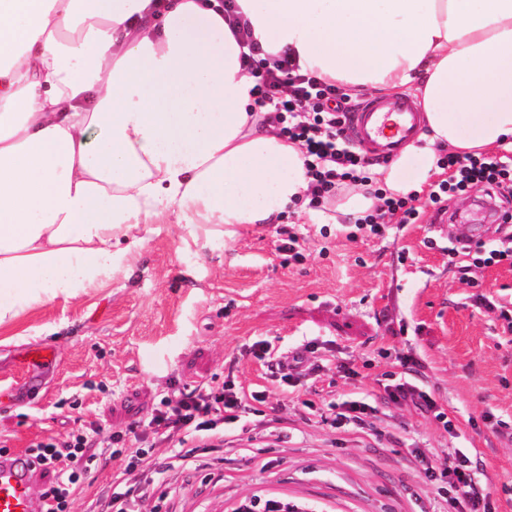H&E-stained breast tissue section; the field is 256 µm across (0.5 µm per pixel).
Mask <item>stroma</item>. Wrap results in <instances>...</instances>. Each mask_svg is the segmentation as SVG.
I'll return each instance as SVG.
<instances>
[{
	"mask_svg": "<svg viewBox=\"0 0 512 512\" xmlns=\"http://www.w3.org/2000/svg\"><path fill=\"white\" fill-rule=\"evenodd\" d=\"M485 200L479 188L449 198L438 220L423 197L417 223L353 241L350 225L303 224L291 211L221 244L177 226L150 236L129 279L33 306L0 332V434L21 452L85 427L125 433L171 388L231 380L266 391L283 429L273 437L244 424L224 447L198 449L202 469H169V512H235L254 498L311 512H445L416 458L443 461L448 435L430 415L385 398L400 352L417 361L409 381L457 419L498 512H512V438L493 429L512 422V333L498 316L512 310V267L448 256L463 236L497 240ZM289 229L305 239L302 262L277 250ZM259 340L282 355L314 342L308 361L327 371L284 385L254 356ZM40 347L54 348L57 361L28 389L20 361ZM322 389L378 411L364 428H334L302 406Z\"/></svg>",
	"mask_w": 512,
	"mask_h": 512,
	"instance_id": "obj_1",
	"label": "stroma"
}]
</instances>
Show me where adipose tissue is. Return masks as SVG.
<instances>
[{"label": "adipose tissue", "mask_w": 512, "mask_h": 512, "mask_svg": "<svg viewBox=\"0 0 512 512\" xmlns=\"http://www.w3.org/2000/svg\"><path fill=\"white\" fill-rule=\"evenodd\" d=\"M235 5L263 53L289 52L352 97L418 99L417 141L338 214L372 210L377 187L421 191L438 147L512 138V0ZM242 52L203 0H0V331L127 274L173 225L215 241L291 207L327 223L300 147L256 110Z\"/></svg>", "instance_id": "obj_1"}]
</instances>
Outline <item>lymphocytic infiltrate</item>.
<instances>
[{"label": "lymphocytic infiltrate", "mask_w": 512, "mask_h": 512, "mask_svg": "<svg viewBox=\"0 0 512 512\" xmlns=\"http://www.w3.org/2000/svg\"><path fill=\"white\" fill-rule=\"evenodd\" d=\"M245 29V24L238 22L233 32L242 38L243 59L256 80V103L273 112L284 133L301 146L306 157L311 201L322 203L335 196L343 185L357 181L360 171L371 164L369 158L347 143L344 135V116L350 98L336 85L301 72L290 54L257 58L258 48L246 36ZM438 165L447 170L448 177L432 184L428 199L439 215L444 214V203L449 197L472 188H483L487 196L493 197L512 187V147L502 148L494 156L459 155L443 150ZM375 195L378 206L372 213L356 219L357 230L379 236L385 230V217H393L400 224H414L419 220L415 195L396 196L380 189ZM385 391L390 401L412 404L433 416L452 439L443 462L423 463L425 476L441 482L442 496L450 512H494L492 493L479 480L478 466L471 453L454 444L460 430L449 419L443 405L431 393L407 381L386 385ZM266 403V392H248L231 382L167 393L138 434L142 440L177 439L178 445L171 448V459L167 462L159 460L154 449L127 447L123 434L105 436L97 428L72 433L63 439L49 437L34 442L27 452L47 477L44 488L47 512H71L88 472L119 456L124 457L125 464L116 474L111 489L89 499L85 512H136L138 500L148 495L150 487L159 484L170 463L188 471L199 468L194 443L223 442L231 435L233 425L248 414L262 418L267 428H274L275 418L266 417L263 411Z\"/></svg>", "instance_id": "obj_1"}]
</instances>
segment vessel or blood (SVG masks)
Instances as JSON below:
<instances>
[{"label": "vessel or blood", "mask_w": 512, "mask_h": 512, "mask_svg": "<svg viewBox=\"0 0 512 512\" xmlns=\"http://www.w3.org/2000/svg\"><path fill=\"white\" fill-rule=\"evenodd\" d=\"M420 130L421 114L406 96L359 103L347 120V133L354 146L380 159L397 155ZM55 361L52 348L30 352L25 369L28 383H38ZM41 473V467L24 454H0V512H42L44 504L38 494Z\"/></svg>", "instance_id": "vessel-or-blood-1"}]
</instances>
